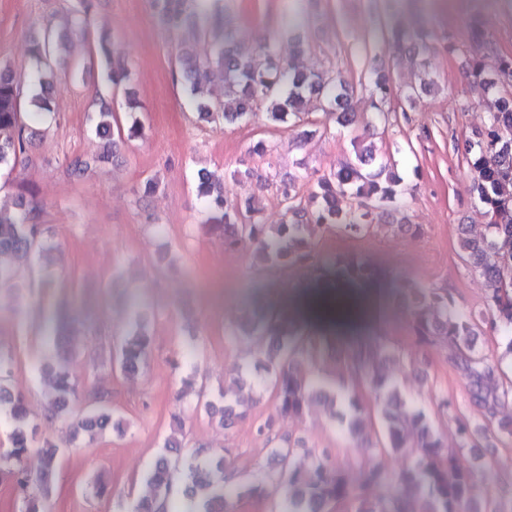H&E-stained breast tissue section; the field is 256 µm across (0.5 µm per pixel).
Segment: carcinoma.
Returning a JSON list of instances; mask_svg holds the SVG:
<instances>
[{
  "label": "carcinoma",
  "mask_w": 512,
  "mask_h": 512,
  "mask_svg": "<svg viewBox=\"0 0 512 512\" xmlns=\"http://www.w3.org/2000/svg\"><path fill=\"white\" fill-rule=\"evenodd\" d=\"M198 0H151V7L169 28H180L189 23L197 26L204 38L213 36V28L197 25ZM93 0H75L73 12L77 28L87 32ZM61 43L55 29H45L31 53L41 66L40 92L31 96L36 112L21 109L23 82L9 67L0 66V171L13 172L25 151L27 136L35 133L34 124L47 117L48 98L45 90L53 60ZM469 43L476 51L471 72L491 85L512 82V59L494 55L490 43L470 17ZM95 53L108 62L116 53L111 35L100 32L95 39ZM264 61L239 56L228 42L218 45L214 56L204 63L184 67L183 78L191 95L203 93L199 82L202 69L217 67L225 70L223 100L200 102L199 115L210 122H234L255 114L264 106L265 119L273 125L301 121V103L307 90L325 95L331 114L343 127L355 122L350 96L344 82L331 74L310 76L276 61L270 52H263ZM392 93L387 75L378 73L372 80L373 107L383 111V105ZM94 129L101 139L112 136V122L116 121L110 105L101 103L95 113ZM467 163L477 199L491 217L487 234L479 239L461 231L460 248L472 267L486 283V306L483 309H460L455 306L446 288L413 289L410 301L412 331L417 339L440 344L449 349L469 379L470 400L491 417L497 407L512 401V385L497 383L493 368L476 349L481 326L490 324L498 333L499 362L512 363V97L496 101L495 111L482 137L466 146ZM375 155L369 148L356 150L355 159L341 163L324 174L314 185L310 198L320 200L312 209L297 201L294 177L278 173L273 181L286 204V223L271 232L261 222L258 209L247 200H229L224 197V175L204 172L199 178L198 195L204 199L216 224L224 225V245L248 246L264 261L299 265L310 259L307 229L339 225L352 234H360L370 227L372 211L397 202L398 186L402 178L391 173L380 180L382 170L371 167ZM350 197L366 207V211L345 213L339 199ZM48 229L39 223L35 209L24 208L14 216L0 212V279H15L22 267H29L39 257L53 250L47 240ZM383 279L382 272L355 257L340 260L318 269L309 291L336 297L343 293H359ZM258 350L262 369L270 382L276 409L284 416H303L317 399L329 407L349 435L363 440L368 447L381 452H406L416 455L414 465L401 474L402 483L414 490L419 507L414 512H500L497 505L487 502L477 507L472 476L455 464V449L438 436L435 425L426 414L416 409L406 416L401 411L406 405L399 386L388 375L385 362L395 350L383 336L344 339L329 336L303 319L297 318L278 303L268 305L259 315H250L242 329ZM341 344L339 362L342 369L356 375L362 386L382 395L386 405L380 410V430H375L365 416L356 393H350L340 383H327L320 378H304L298 366L315 364L323 351L332 344ZM152 352V338L147 325L134 323L130 332L116 346L113 366L127 376L142 371ZM77 352L68 347L56 357L42 364V370L53 376L50 408L57 414L72 419L75 434L94 435L112 426L120 429V422L112 419L111 408L104 403L105 394L99 392V403L78 412L72 402L79 384L69 365ZM13 357L0 350V421L8 425L9 447L0 448V479L10 482L21 504V512H46L54 480L58 449L46 441L41 448H31L35 435L29 411L22 395L8 385ZM178 399L189 391L196 392L198 403L210 416H219L226 427L247 415L250 404L240 393L239 386L224 388L221 399L224 407L213 412V401L207 398L204 383L192 374L182 379ZM417 435L413 448H408L407 426ZM306 461L295 463L299 453ZM279 480L273 486L279 498V512H324L332 504H345L351 512H407L406 504L392 495H380L367 503L352 489L339 470L330 464V452L320 453L302 447L301 441L290 438L275 440L271 448ZM274 475L260 473L246 483L224 482V457L219 453L195 458L186 466L181 491L182 498L173 499L175 483L173 467L161 460L145 476L132 512H157L155 505L171 506V512H224L229 502L245 493H255L270 485Z\"/></svg>",
  "instance_id": "1"
}]
</instances>
